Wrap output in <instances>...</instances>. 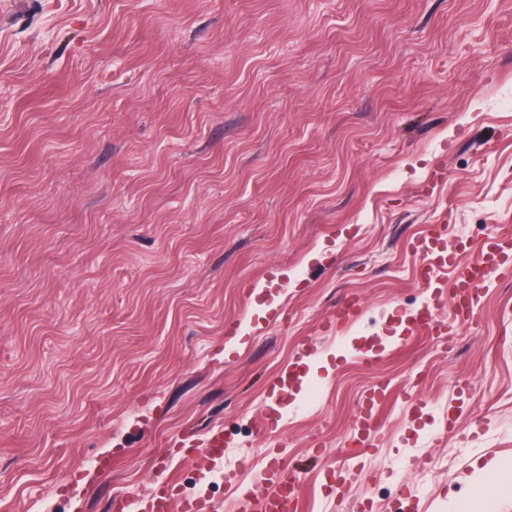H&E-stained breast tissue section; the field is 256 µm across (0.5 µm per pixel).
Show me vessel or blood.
I'll return each mask as SVG.
<instances>
[{
    "instance_id": "b4317fda",
    "label": "vessel or blood",
    "mask_w": 512,
    "mask_h": 512,
    "mask_svg": "<svg viewBox=\"0 0 512 512\" xmlns=\"http://www.w3.org/2000/svg\"><path fill=\"white\" fill-rule=\"evenodd\" d=\"M449 225H432L416 246L421 256L420 284L431 291L430 302L417 307L408 318L418 333L447 341L453 330L472 327L474 311L481 292L494 282L512 262V236L491 233L483 237L474 259L458 263L457 246L448 242ZM453 309L452 322L441 316L444 305ZM383 391H375L359 405L356 419L358 455H367L378 431L377 412ZM268 492L260 503V512H290L296 483L279 453H270L264 468ZM144 512H204L205 506L182 498L175 483L164 480L144 498Z\"/></svg>"
}]
</instances>
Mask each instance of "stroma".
I'll return each mask as SVG.
<instances>
[{"instance_id": "1", "label": "stroma", "mask_w": 512, "mask_h": 512, "mask_svg": "<svg viewBox=\"0 0 512 512\" xmlns=\"http://www.w3.org/2000/svg\"><path fill=\"white\" fill-rule=\"evenodd\" d=\"M443 221L465 261L512 233V0H0V512L166 477L259 512L261 475L182 459L216 426L226 467L280 450L292 512H512V273L447 351L404 324ZM381 385L422 402L383 403L359 466ZM384 393L380 387L378 391H374L366 397L359 405L358 415L356 419V444L358 446L357 455L359 457L366 456L373 446L372 442L378 431L377 412L380 406V400Z\"/></svg>"}]
</instances>
